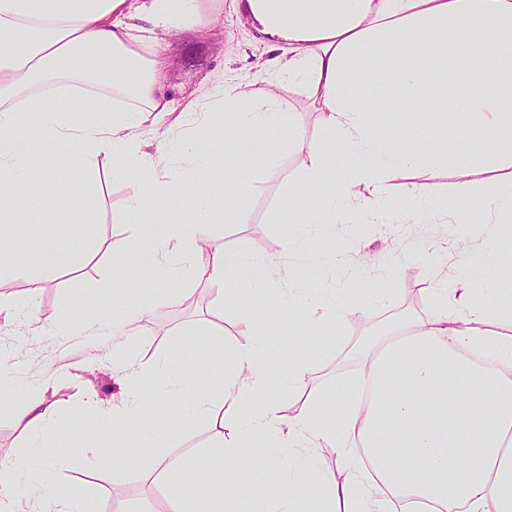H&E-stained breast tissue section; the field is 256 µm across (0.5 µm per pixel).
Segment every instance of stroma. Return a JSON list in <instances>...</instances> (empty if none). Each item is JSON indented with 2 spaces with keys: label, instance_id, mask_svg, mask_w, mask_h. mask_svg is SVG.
<instances>
[{
  "label": "stroma",
  "instance_id": "obj_1",
  "mask_svg": "<svg viewBox=\"0 0 512 512\" xmlns=\"http://www.w3.org/2000/svg\"><path fill=\"white\" fill-rule=\"evenodd\" d=\"M165 64L157 81L161 91L175 107L210 89L218 76L236 77L246 82L263 78V63L268 48L260 33L242 11L238 0H224V21L207 28L184 27L166 36ZM372 96L390 101L389 112L373 113L380 125L410 130L431 124V111L447 92L473 93L475 85L460 74L448 77L447 86L424 88L418 95L420 111H412L406 92L388 79L370 83ZM301 157L287 143L256 141L249 149L247 162L224 160L222 167L212 170L195 182L185 185L182 207L173 213V220L187 217L196 195L211 184H223L225 178L246 180L252 172L263 175V191L248 201L251 221L241 224L235 211H227L224 220L206 227L205 232L225 249L253 256H281L287 249L291 229L288 220V185L295 181ZM512 182V167L499 168L493 160L485 159L476 166L469 179L456 176L445 168L437 181V198L441 206L454 207L458 198L479 199L485 182ZM31 181L37 193L23 198L21 221L13 228V252L21 256L32 246H39L54 257L52 264L37 272L42 289L36 304L40 323L54 326L52 336L38 338L28 328L19 326L18 314L0 313V347L28 348L27 356L18 357V390L14 399L0 400V448L18 449L26 432L14 418L17 401L35 395L45 405L56 410L59 424L69 428L75 422L87 394L108 402L119 396L121 388L112 376V363L104 353L91 346H78L75 328L96 311L99 317L112 314L114 293L129 298H150V291L127 286L114 290L108 279L111 245L127 235L126 227L112 221L126 199L135 190L133 183L101 172L97 202L92 212L65 206L46 209L42 201L58 194L59 184H66L71 196H78L83 178L70 174L49 178L34 173ZM42 224H61L67 230L65 241L45 236L34 239L33 232ZM335 249H352L365 255L370 271L361 283L345 285L350 303L365 304L371 289L388 291L389 298L382 307L369 310L361 320H347L335 335H314L309 343L308 356L312 363L309 385L316 393L335 397L344 395L349 377L361 367L357 352L371 337L425 317L432 302L424 289L430 278V267L409 262L415 250L442 251L446 258L444 275L455 278L460 256L443 224H391L368 227L361 233L336 230ZM170 292L179 296L177 302L159 307L154 316L141 327V334L132 346L140 364L151 365L164 360L179 364L191 374H210L209 355H223L226 343L246 340L249 331L244 315L262 321L269 330L271 354L274 358V386L269 396L281 413L291 414L306 399L305 394L293 391L288 383V363L293 348L288 342V311L282 303L242 288L238 291L239 310L216 314L212 287L206 283L183 286L173 283ZM92 438L109 447L108 458L100 464L89 463L78 449H70L60 463L63 492L89 502L92 512H137L145 494L143 462L116 446L107 429L95 428Z\"/></svg>",
  "mask_w": 512,
  "mask_h": 512
}]
</instances>
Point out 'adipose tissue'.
<instances>
[{"label":"adipose tissue","mask_w":512,"mask_h":512,"mask_svg":"<svg viewBox=\"0 0 512 512\" xmlns=\"http://www.w3.org/2000/svg\"><path fill=\"white\" fill-rule=\"evenodd\" d=\"M244 10L271 53L268 87L258 91L236 78L218 79L203 96L174 108L157 86L164 63L161 35L185 25L204 28L224 16L209 0H0V311L12 310V282H27L29 302L39 294L37 270L48 262L34 250L9 258L18 222L15 189L33 172L54 177L99 169L132 181L117 220L153 237L148 251L112 244L109 281L205 282L221 288L245 284L288 301L300 324L290 338L295 348L289 374L296 389L307 386L311 363L303 324L335 329L356 307L329 280L342 267L346 280L361 277L366 262L308 252L310 237L331 238L340 224H409L433 215L436 181L444 167L469 175L488 155L512 167V0H243ZM423 55L420 68L389 72V79L416 97L424 84H444L453 64L474 61L471 83L479 94L456 93L443 100L433 121L466 118L456 148L429 132L393 131L375 124L371 113L390 111L386 101L363 99L359 63L380 55ZM93 57V67L72 62ZM301 85L327 141L309 142L295 110L280 95L281 81ZM68 99L83 111L110 112L112 122H71L58 103ZM237 106L224 134L210 133L215 108ZM38 108L37 125L24 116ZM190 121L194 135L177 139L158 133L167 116ZM152 138H143V125ZM286 140L302 157L288 209L296 211L331 163V147L352 155L351 173L341 175L316 209L303 216L290 236L294 269L284 282L273 278L275 262L248 258L223 246H201L203 225L241 207L248 185L225 193L223 201L196 197L191 222H174L151 210V198L179 202V186L202 175L228 155L246 153L255 136ZM512 215V194L486 191L480 209L468 200L444 213L443 223L486 224L491 215ZM454 282L435 271L426 292L436 300L425 318L389 330L361 355L373 389L371 401L348 396L336 415L323 416L319 402L281 414L263 398L272 384L268 329L248 319L250 338L226 352L219 385H203L176 363L149 367L131 349L140 325L165 298L143 304L115 299L109 320L89 315L80 334L112 356V368L126 390L104 407L88 399L94 425L125 439L130 453L145 460V479L168 483L174 512H236L251 496L264 512H512V333L501 330L502 292L512 286V231L493 229L486 250L472 256L460 247ZM158 382L183 400L170 430L148 427L143 387ZM16 417L31 435L21 452L0 453V512H87L85 503L57 491L58 450L67 448L52 408L29 397ZM207 421L222 434L220 447L182 456L175 443L189 419ZM302 459L281 484L244 485L223 478L226 470L249 467L280 471L277 448ZM330 451L350 474L331 480L317 453ZM44 455L37 477L25 476L34 455Z\"/></svg>","instance_id":"obj_1"}]
</instances>
